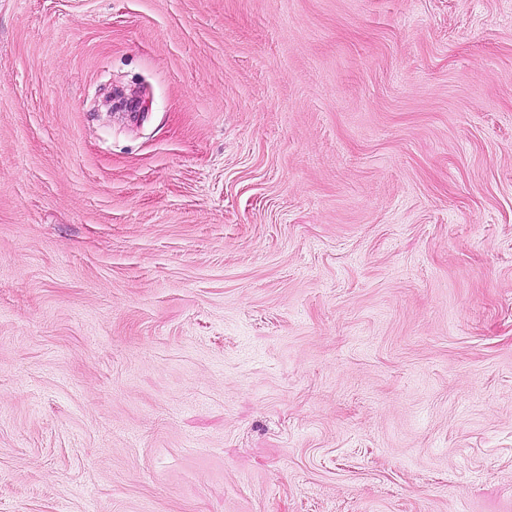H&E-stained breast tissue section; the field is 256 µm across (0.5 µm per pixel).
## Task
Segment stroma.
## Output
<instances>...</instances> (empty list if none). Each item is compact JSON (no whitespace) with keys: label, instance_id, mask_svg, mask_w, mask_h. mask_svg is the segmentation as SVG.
Returning <instances> with one entry per match:
<instances>
[{"label":"stroma","instance_id":"35a3bbf8","mask_svg":"<svg viewBox=\"0 0 512 512\" xmlns=\"http://www.w3.org/2000/svg\"><path fill=\"white\" fill-rule=\"evenodd\" d=\"M0 512H512V0H0Z\"/></svg>","mask_w":512,"mask_h":512}]
</instances>
